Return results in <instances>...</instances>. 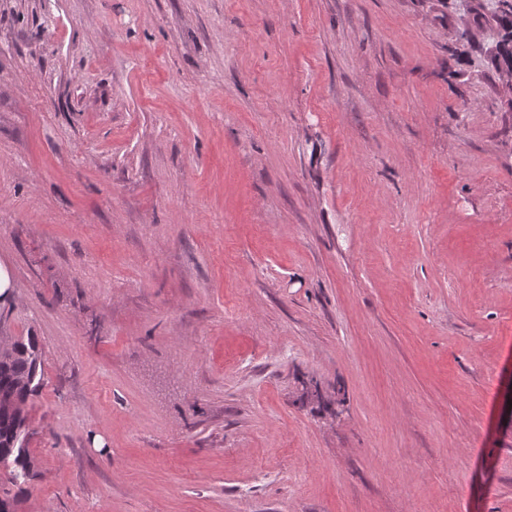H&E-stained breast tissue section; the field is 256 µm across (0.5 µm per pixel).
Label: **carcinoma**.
Returning a JSON list of instances; mask_svg holds the SVG:
<instances>
[{"instance_id":"carcinoma-1","label":"carcinoma","mask_w":512,"mask_h":512,"mask_svg":"<svg viewBox=\"0 0 512 512\" xmlns=\"http://www.w3.org/2000/svg\"><path fill=\"white\" fill-rule=\"evenodd\" d=\"M462 9L486 12L495 24L497 54L491 63L497 68L512 66V0H483L472 5L469 0H454ZM41 355L37 341L30 336L17 339L0 350V465L9 468L8 484L18 486L34 476L27 437V401L41 387Z\"/></svg>"}]
</instances>
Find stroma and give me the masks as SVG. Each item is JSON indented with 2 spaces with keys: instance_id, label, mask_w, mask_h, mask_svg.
<instances>
[{
  "instance_id": "1",
  "label": "stroma",
  "mask_w": 512,
  "mask_h": 512,
  "mask_svg": "<svg viewBox=\"0 0 512 512\" xmlns=\"http://www.w3.org/2000/svg\"><path fill=\"white\" fill-rule=\"evenodd\" d=\"M493 44L449 0H0L17 512H512ZM41 355L33 336L0 350V465L9 467L8 484L20 486L34 476L27 437V401L41 387Z\"/></svg>"
}]
</instances>
